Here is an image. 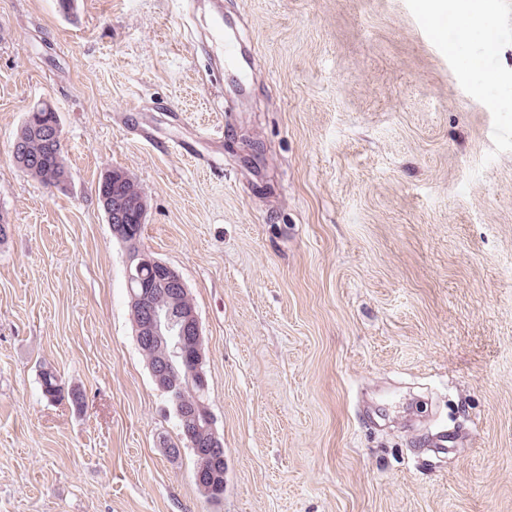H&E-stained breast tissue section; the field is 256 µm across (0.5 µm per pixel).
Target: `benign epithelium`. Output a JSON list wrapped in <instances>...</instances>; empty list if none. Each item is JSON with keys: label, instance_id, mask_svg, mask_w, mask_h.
<instances>
[{"label": "benign epithelium", "instance_id": "1", "mask_svg": "<svg viewBox=\"0 0 512 512\" xmlns=\"http://www.w3.org/2000/svg\"><path fill=\"white\" fill-rule=\"evenodd\" d=\"M152 272L143 274L142 267ZM126 278L130 288V306L134 313L132 330L138 344L156 346L163 356L151 366V374L164 391L172 390L173 378L164 374L165 363L181 365L186 374L204 381L201 366L203 328L194 302L186 301L188 288L181 275L167 262L148 259L141 251L129 252ZM174 302V310L168 311L159 304L161 298ZM203 424L210 431L207 448H221L224 437L217 429L210 410L203 411Z\"/></svg>", "mask_w": 512, "mask_h": 512}]
</instances>
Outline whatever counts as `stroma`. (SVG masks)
I'll return each mask as SVG.
<instances>
[{
	"instance_id": "1",
	"label": "stroma",
	"mask_w": 512,
	"mask_h": 512,
	"mask_svg": "<svg viewBox=\"0 0 512 512\" xmlns=\"http://www.w3.org/2000/svg\"><path fill=\"white\" fill-rule=\"evenodd\" d=\"M223 3L241 106L209 0H0V512H512V0L478 38L446 0ZM41 102L62 193L10 161ZM111 168L200 316L217 504L163 446ZM215 43L224 50L225 95L236 101L248 100L252 91L254 56L239 36L236 27L218 14ZM120 177L124 182V192L123 194L112 196V169L105 171L104 174L101 175L98 185H97V194L98 199L100 201L101 195L108 196L111 199H115L118 205L117 214L120 215V208L123 206V209L131 204L138 205L139 200H142V197L139 196L138 191L134 188L132 183L126 178L125 174L120 171ZM132 187V191H129V188ZM40 386L46 399H56L65 391V383L60 376L50 367H43L40 372Z\"/></svg>"
}]
</instances>
